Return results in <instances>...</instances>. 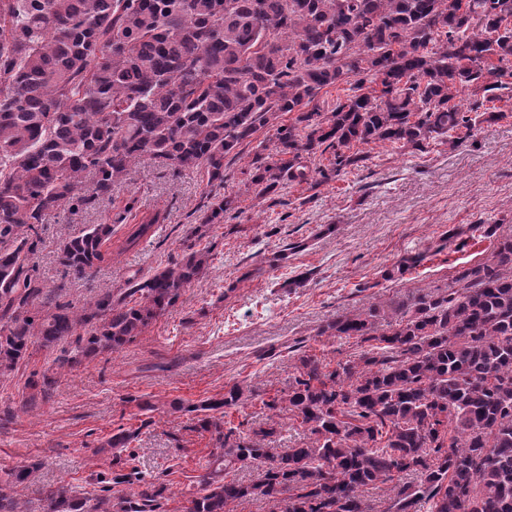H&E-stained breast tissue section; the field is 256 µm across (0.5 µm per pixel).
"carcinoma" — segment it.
<instances>
[{
    "mask_svg": "<svg viewBox=\"0 0 512 512\" xmlns=\"http://www.w3.org/2000/svg\"><path fill=\"white\" fill-rule=\"evenodd\" d=\"M509 56L512 0H0V375L35 342L70 343L84 356L122 349L208 269L210 252L193 251L118 298L108 288L79 312L57 304L41 315L32 256L50 213L112 197L145 157L202 169L221 188L224 160L267 126L278 159L253 160L259 199L286 179L309 183L303 159L321 148L333 150L338 176L362 160L342 152L353 144L440 137L454 147L457 130L502 115L487 92L503 87L494 61ZM488 76L497 81L480 84ZM339 82L351 94L324 108L319 91ZM467 89L473 117L453 103ZM236 209L232 195L210 203L193 234ZM163 221L143 216L122 250ZM470 230L491 240V258L458 273L459 288L390 313L346 314L318 332L378 345L332 370L299 358L286 401L307 440L279 451L275 425L246 435L228 425L226 409L244 401L237 383L188 406L202 413L211 451L184 512H234L256 494L286 500L285 512H366L363 490L386 482L385 512L426 503L430 512H512V237L494 225ZM113 231L91 224L65 238L60 264L91 275ZM139 433L120 427L106 446L123 451ZM245 465L260 470L257 482L228 479ZM411 474L418 484H400ZM112 482L141 490L79 497L48 487L43 512L162 508L164 485L137 469Z\"/></svg>",
    "mask_w": 512,
    "mask_h": 512,
    "instance_id": "carcinoma-1",
    "label": "carcinoma"
}]
</instances>
